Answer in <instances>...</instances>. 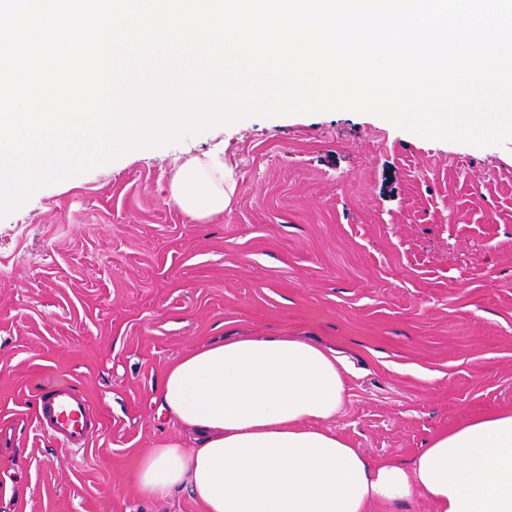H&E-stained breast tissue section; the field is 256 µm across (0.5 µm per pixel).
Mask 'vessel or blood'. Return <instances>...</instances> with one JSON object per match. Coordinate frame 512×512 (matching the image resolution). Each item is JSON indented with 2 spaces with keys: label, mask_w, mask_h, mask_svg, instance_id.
<instances>
[{
  "label": "vessel or blood",
  "mask_w": 512,
  "mask_h": 512,
  "mask_svg": "<svg viewBox=\"0 0 512 512\" xmlns=\"http://www.w3.org/2000/svg\"><path fill=\"white\" fill-rule=\"evenodd\" d=\"M38 424L63 447L79 450L88 445L96 432L98 419L82 392L58 386L40 397Z\"/></svg>",
  "instance_id": "1"
}]
</instances>
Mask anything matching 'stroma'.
Masks as SVG:
<instances>
[{
    "label": "stroma",
    "instance_id": "stroma-1",
    "mask_svg": "<svg viewBox=\"0 0 512 512\" xmlns=\"http://www.w3.org/2000/svg\"><path fill=\"white\" fill-rule=\"evenodd\" d=\"M223 143V217L168 206L173 168ZM299 336L344 357L330 428L411 462L437 433L512 409V141L430 140L373 114L249 116L133 149L0 220V512H205L145 499L151 449L198 445L160 414L182 355ZM68 383L100 427L70 451L37 426Z\"/></svg>",
    "mask_w": 512,
    "mask_h": 512
}]
</instances>
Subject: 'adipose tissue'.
I'll list each match as a JSON object with an SVG mask.
<instances>
[{
    "label": "adipose tissue",
    "instance_id": "ef3b65f1",
    "mask_svg": "<svg viewBox=\"0 0 512 512\" xmlns=\"http://www.w3.org/2000/svg\"><path fill=\"white\" fill-rule=\"evenodd\" d=\"M237 191L218 143L175 167L168 203L204 222ZM346 373L336 351L297 336L232 339L179 358L160 408L199 445L146 454L142 495L185 487L205 512H368L414 496L433 512H512V410L435 435L411 463L374 460L328 426Z\"/></svg>",
    "mask_w": 512,
    "mask_h": 512
}]
</instances>
